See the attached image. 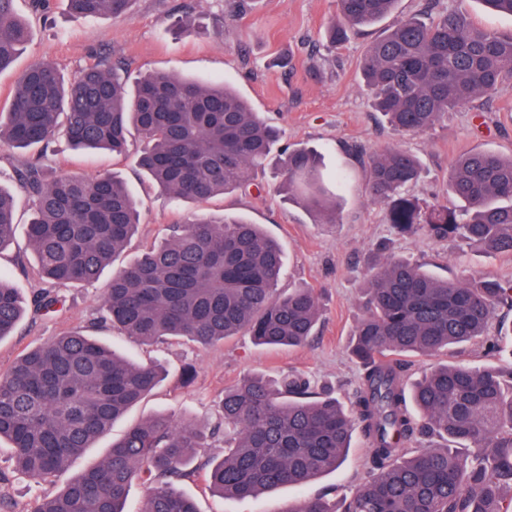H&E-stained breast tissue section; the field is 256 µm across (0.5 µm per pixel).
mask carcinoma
Returning <instances> with one entry per match:
<instances>
[{
    "label": "carcinoma",
    "instance_id": "cac0c4a2",
    "mask_svg": "<svg viewBox=\"0 0 512 512\" xmlns=\"http://www.w3.org/2000/svg\"><path fill=\"white\" fill-rule=\"evenodd\" d=\"M85 18H118L132 0H67ZM397 0H336L328 46L382 22ZM436 16L415 15L371 42L362 76L372 106L399 134L430 129L444 114L512 83V35L501 36L429 0ZM14 0H0V73L30 41ZM140 138L136 163L163 192L199 205L245 190L255 172L277 161L280 187L321 224L338 221L337 194L310 148L277 149L279 131L226 84L155 71L129 84L127 71L101 56L71 80L51 62L16 78L0 111V148L40 149L16 169L32 202L28 238L41 277L54 286L97 281L125 250L140 224L137 200L114 177L46 178L41 159L62 132L76 148L127 154ZM371 200L401 233L426 229L489 254L512 253V155L470 152L448 178L458 202L424 209L405 196L419 159L387 147L365 161ZM15 198L0 187V251L16 226ZM283 248L257 224L205 215L172 227L169 237L121 268L104 290L100 322L152 344L184 337L213 346L246 332L260 345L296 347L315 334L318 294L310 287L276 293ZM62 300L32 301L43 315ZM501 307L512 310V283L488 277L439 279L407 260L383 258L369 271L350 345L361 373L349 404L298 373L276 380L246 377L224 390L219 408L232 434L220 459L198 458L206 429L168 415L133 424L102 458L45 496L30 512H126L130 487L149 492L138 512H199L180 483L202 470L220 497L254 498L303 486L337 469L361 430L369 444L368 480L341 512H512V326L490 337ZM25 312L17 289L0 276V340ZM482 338L508 359L483 369L442 364L411 382L403 357L462 350ZM165 377L153 362H134L83 331L24 352L0 373V442L17 471L53 483L147 397ZM416 412H411L407 401ZM440 438L445 445L434 444ZM287 512H336L322 497Z\"/></svg>",
    "mask_w": 512,
    "mask_h": 512
}]
</instances>
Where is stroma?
I'll list each match as a JSON object with an SVG mask.
<instances>
[{"instance_id": "1", "label": "stroma", "mask_w": 512, "mask_h": 512, "mask_svg": "<svg viewBox=\"0 0 512 512\" xmlns=\"http://www.w3.org/2000/svg\"><path fill=\"white\" fill-rule=\"evenodd\" d=\"M15 9L31 23L32 38L13 70L0 73V104L7 100L18 72L32 62L53 61L70 79L103 52L123 61L133 78L148 71H168L232 84L261 118L281 129V146L315 148L323 153L327 172L339 170L345 176L344 204L335 224L316 222L306 208L276 192L283 176L272 164L256 173V182L264 186L262 193L238 191L202 205L199 210L214 218L240 216L261 225L282 244L284 265L277 289H316L322 307L319 333L293 349L262 346L244 333L213 347L184 339L143 346L110 325L95 328V336L120 353L161 363L168 370L154 392L113 427V437H120L130 424L163 412L214 426L219 421L217 402L225 388L248 375L275 379L294 371L348 399L360 373L349 346L360 316L369 257L408 259L442 278L481 273L512 281V254L487 255L451 238L394 229L385 209L372 203L367 171L351 152L355 146L371 152L391 145L410 151L421 162V174L410 187L409 198L422 206L447 202L448 175L460 154L512 155V84L446 114L424 133L402 136L373 111L362 79L364 51L384 27L367 28L345 46L327 49L324 29L336 10L335 0H134L129 14L117 19L73 16L66 0H49L44 8L36 7L34 0H15ZM181 21L191 23L192 29L179 36L174 26ZM139 145L134 136L126 155L85 154L60 137L46 158L48 176L114 174L135 192L141 224L116 260L119 268L137 259L146 246L163 241L168 225L188 222L197 210L172 200L141 175L136 165ZM27 159V154L0 150V185L12 190L17 219L14 240L0 253V270L30 300L44 283L28 241L30 201L14 176L15 168ZM111 277L107 270L94 284L57 287L64 301L62 311L48 318L28 315L14 335L1 340L0 372L8 371L27 349L85 328L96 317ZM455 360L484 366L493 363L494 357L485 342L476 341L458 354L410 356L407 374L415 379ZM187 365L195 371L189 385L180 380ZM366 456V442L358 433L336 471L302 487L281 488L257 498L220 500L209 494L198 472L186 478L181 488L196 500L200 512H285L307 497L323 496L337 503L351 495L367 477ZM55 490V485L35 486L18 475L10 448L0 444V512H26L36 499Z\"/></svg>"}]
</instances>
